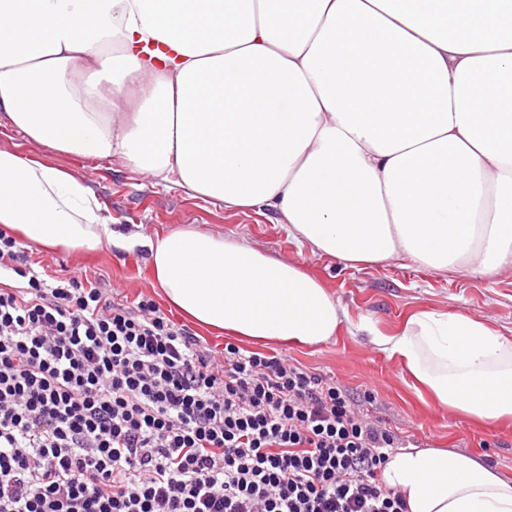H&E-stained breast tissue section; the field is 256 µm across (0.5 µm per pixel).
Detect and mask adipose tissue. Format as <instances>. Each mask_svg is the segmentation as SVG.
<instances>
[{
	"label": "adipose tissue",
	"mask_w": 512,
	"mask_h": 512,
	"mask_svg": "<svg viewBox=\"0 0 512 512\" xmlns=\"http://www.w3.org/2000/svg\"><path fill=\"white\" fill-rule=\"evenodd\" d=\"M481 9L485 34L464 36L448 0H0V121L277 213L348 263L491 274L512 263V0ZM104 210L73 172L0 149V226L44 248L142 246L198 325L317 345L347 317L299 263L189 227L127 235ZM371 341L434 407L512 422V336L419 311ZM381 479L408 512H512V483L452 449H399Z\"/></svg>",
	"instance_id": "obj_1"
}]
</instances>
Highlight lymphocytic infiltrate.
I'll return each mask as SVG.
<instances>
[{
	"instance_id": "f902f5d3",
	"label": "lymphocytic infiltrate",
	"mask_w": 512,
	"mask_h": 512,
	"mask_svg": "<svg viewBox=\"0 0 512 512\" xmlns=\"http://www.w3.org/2000/svg\"><path fill=\"white\" fill-rule=\"evenodd\" d=\"M2 272L0 512H408L380 481L403 436L336 380L205 352L1 228Z\"/></svg>"
}]
</instances>
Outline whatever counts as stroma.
<instances>
[{
  "mask_svg": "<svg viewBox=\"0 0 512 512\" xmlns=\"http://www.w3.org/2000/svg\"><path fill=\"white\" fill-rule=\"evenodd\" d=\"M0 148L36 156L79 174L104 203L113 228L151 236L180 226L233 237L283 259L300 262L346 308L348 318L335 338L317 346L259 345L241 348L288 355L310 371L338 380L355 400L370 396L374 417L409 445L449 448L482 457L488 466L512 478V426L478 425L423 402L396 360L369 341L367 327L385 335L420 310L466 313L512 336V269L492 276L464 271L426 269L406 259L351 267L312 253L308 244L289 234L276 215L224 207L195 197L179 186L131 171L121 161L87 159L46 151L20 132L0 134ZM35 256L60 274H87L107 292L136 300L156 296L142 248L121 251L101 246L88 253L35 248Z\"/></svg>",
  "mask_w": 512,
  "mask_h": 512,
  "instance_id": "1",
  "label": "stroma"
}]
</instances>
